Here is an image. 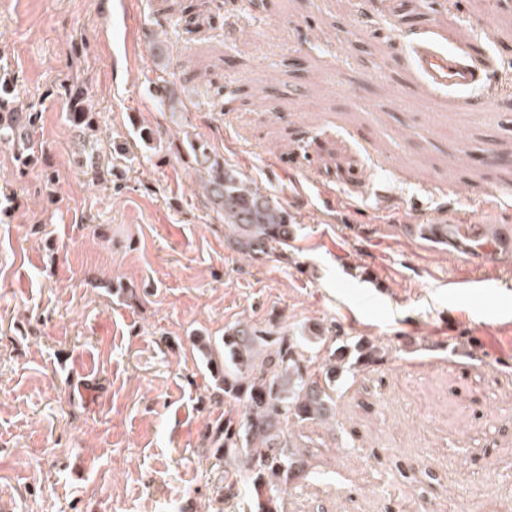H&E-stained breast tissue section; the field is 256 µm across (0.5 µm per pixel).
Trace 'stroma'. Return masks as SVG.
Wrapping results in <instances>:
<instances>
[{"label":"stroma","instance_id":"obj_1","mask_svg":"<svg viewBox=\"0 0 512 512\" xmlns=\"http://www.w3.org/2000/svg\"><path fill=\"white\" fill-rule=\"evenodd\" d=\"M113 2L0 0V116L34 118L25 148L0 143V501L255 512L210 442L243 408L193 346L241 321L386 349L342 376L335 422L302 429L281 512L511 506L512 254L475 266L408 228L453 212L512 237V197L484 206L512 186V0H214L191 35L128 0L131 46L103 33ZM420 46L483 84L432 87ZM189 135L288 208L287 248L227 242L176 152Z\"/></svg>","mask_w":512,"mask_h":512}]
</instances>
